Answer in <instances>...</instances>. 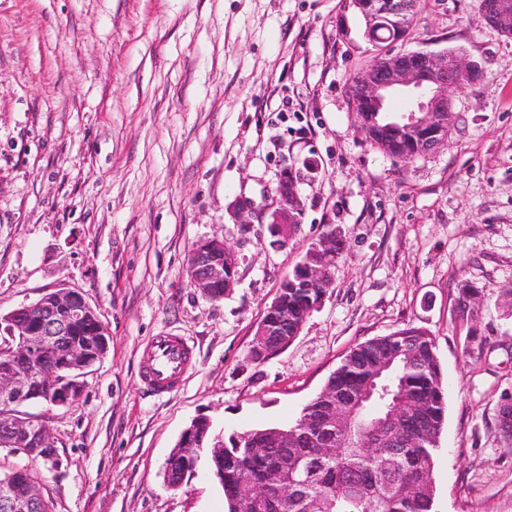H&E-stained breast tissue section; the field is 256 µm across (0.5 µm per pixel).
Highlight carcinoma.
<instances>
[{
    "instance_id": "cac0c4a2",
    "label": "carcinoma",
    "mask_w": 512,
    "mask_h": 512,
    "mask_svg": "<svg viewBox=\"0 0 512 512\" xmlns=\"http://www.w3.org/2000/svg\"><path fill=\"white\" fill-rule=\"evenodd\" d=\"M288 325L297 326L316 310V291L290 283L281 294ZM98 317L93 315L78 328V342L92 357L103 358L108 341L94 333ZM390 363L384 378L373 382L374 365ZM338 395L364 394L374 390L362 404L368 428L386 419L398 405L416 402L423 414L410 420L408 437L400 448L364 444L341 448L333 458H324L311 477L300 479L303 464L313 448H280L266 429L237 432L224 438V460L210 459L213 470H224V506L233 512V501L283 481L296 485L288 500H262L260 512H432L435 497L433 472L438 440L446 419L445 383L433 337L425 330L407 326L384 336L370 338L353 348L328 378ZM330 399L318 393L303 408L300 419L306 431L324 433L323 416ZM267 448L263 455L254 448ZM393 455L396 464L381 462ZM288 459V472L277 466Z\"/></svg>"
}]
</instances>
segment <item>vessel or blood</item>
<instances>
[{"mask_svg":"<svg viewBox=\"0 0 512 512\" xmlns=\"http://www.w3.org/2000/svg\"><path fill=\"white\" fill-rule=\"evenodd\" d=\"M193 355L192 346L182 337L167 334L152 338L142 354V382L155 392H171L184 381Z\"/></svg>","mask_w":512,"mask_h":512,"instance_id":"obj_1","label":"vessel or blood"}]
</instances>
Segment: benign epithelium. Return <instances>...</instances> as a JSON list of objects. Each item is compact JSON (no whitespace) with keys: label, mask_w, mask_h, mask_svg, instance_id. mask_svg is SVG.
<instances>
[{"label":"benign epithelium","mask_w":512,"mask_h":512,"mask_svg":"<svg viewBox=\"0 0 512 512\" xmlns=\"http://www.w3.org/2000/svg\"><path fill=\"white\" fill-rule=\"evenodd\" d=\"M417 0H352L365 21V38L375 50L373 62L359 71L348 89L357 126L387 136L402 159L427 155L448 143L458 115L450 92L465 85H476L485 77V68L460 51H397L407 39ZM485 24L512 38V0H488L481 12ZM394 35L390 46H380L378 31ZM406 92L413 108L395 115L387 110L388 98ZM301 201L294 180L282 177L276 189L275 209L267 225L274 246L284 245L297 228ZM336 232L324 233L310 248L309 258L299 262L294 277L314 288H329L331 273L327 259L336 255ZM190 284L210 299L219 300L236 283L238 259L224 239L212 237L197 241L188 253ZM274 301L257 328L253 345L263 357L273 345L282 349L295 335L278 321ZM94 312L82 293L62 287L46 293L38 301L0 316V336L19 342V351L10 352L0 362V447L14 453L40 458L53 468L60 465L56 448L45 425L20 410L30 401L53 406L71 402V395L83 391L85 370L93 365L87 351L74 342L77 325ZM325 421L336 428L344 447L355 446L359 424L345 405H331ZM210 420L198 417L185 428L177 450L168 456L165 480L173 489L181 488L188 470L175 475L172 460L181 455H198L209 445L211 456L224 458V440L210 437ZM374 435L388 446L398 443V428L382 421ZM6 489L0 494V512H33L41 487L7 475Z\"/></svg>","instance_id":"7a95c632"}]
</instances>
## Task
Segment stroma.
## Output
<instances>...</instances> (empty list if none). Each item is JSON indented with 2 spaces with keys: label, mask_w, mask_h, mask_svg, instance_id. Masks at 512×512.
I'll list each match as a JSON object with an SVG mask.
<instances>
[{
  "label": "stroma",
  "mask_w": 512,
  "mask_h": 512,
  "mask_svg": "<svg viewBox=\"0 0 512 512\" xmlns=\"http://www.w3.org/2000/svg\"><path fill=\"white\" fill-rule=\"evenodd\" d=\"M351 0H0V314L80 290L109 333L68 406L28 404L62 465L53 512H224L207 465L174 490L165 463L191 420L289 426L357 344L429 331L446 381L433 512H512V38L477 0H421L409 50H460L486 76L456 90L448 143L410 162L361 139L349 78L373 50ZM303 200L287 245L261 218L282 175ZM333 283L285 348H251L282 280L328 228ZM224 238L237 284L209 300L187 254ZM478 289L462 321L460 285ZM185 337L177 392L139 379L142 346Z\"/></svg>",
  "instance_id": "obj_1"
}]
</instances>
